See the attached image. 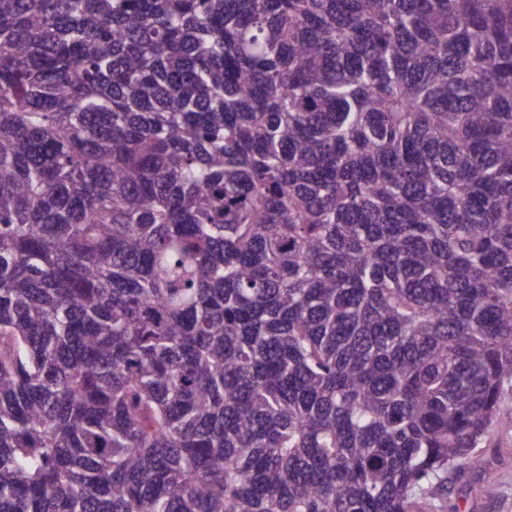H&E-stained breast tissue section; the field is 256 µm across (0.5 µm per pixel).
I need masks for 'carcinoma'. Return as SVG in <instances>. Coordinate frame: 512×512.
Here are the masks:
<instances>
[{
  "mask_svg": "<svg viewBox=\"0 0 512 512\" xmlns=\"http://www.w3.org/2000/svg\"><path fill=\"white\" fill-rule=\"evenodd\" d=\"M510 386L512 0H0V512H458Z\"/></svg>",
  "mask_w": 512,
  "mask_h": 512,
  "instance_id": "cac0c4a2",
  "label": "carcinoma"
}]
</instances>
